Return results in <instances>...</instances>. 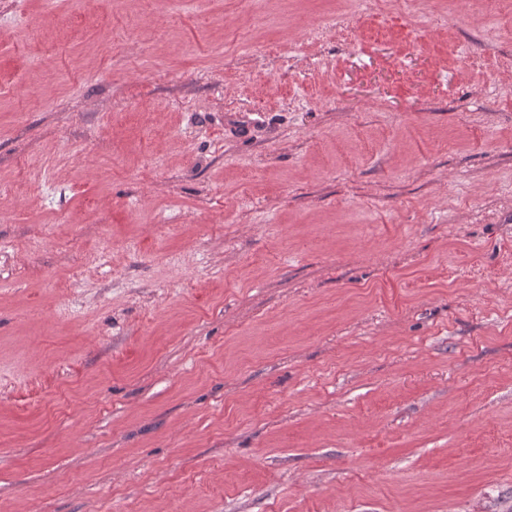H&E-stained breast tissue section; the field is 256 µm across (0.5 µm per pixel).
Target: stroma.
<instances>
[{"label": "stroma", "mask_w": 512, "mask_h": 512, "mask_svg": "<svg viewBox=\"0 0 512 512\" xmlns=\"http://www.w3.org/2000/svg\"><path fill=\"white\" fill-rule=\"evenodd\" d=\"M0 512H512V0H0Z\"/></svg>", "instance_id": "obj_1"}]
</instances>
